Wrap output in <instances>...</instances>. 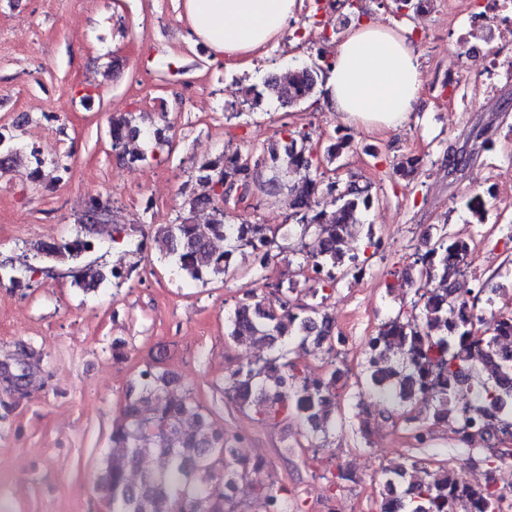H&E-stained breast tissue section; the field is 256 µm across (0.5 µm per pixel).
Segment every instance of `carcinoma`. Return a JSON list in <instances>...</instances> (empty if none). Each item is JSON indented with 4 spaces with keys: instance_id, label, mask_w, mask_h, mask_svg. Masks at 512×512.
Instances as JSON below:
<instances>
[{
    "instance_id": "carcinoma-1",
    "label": "carcinoma",
    "mask_w": 512,
    "mask_h": 512,
    "mask_svg": "<svg viewBox=\"0 0 512 512\" xmlns=\"http://www.w3.org/2000/svg\"><path fill=\"white\" fill-rule=\"evenodd\" d=\"M395 13L425 11L430 0H393ZM329 66L315 64L296 70L288 83L271 78L259 88H246L251 106L259 107L269 95L285 106L300 103L325 82ZM144 131L130 113L112 117L109 137L114 150L146 162L156 151L132 147ZM310 136L299 132L288 141L252 155L253 171L239 164L241 154L222 153L198 167L201 193L185 202L186 213L162 232L164 257L173 261L185 278L203 285L235 272L239 260L251 258L265 267L271 260L268 228L264 224H235L224 212L217 185H247L271 196L284 187L287 177L299 178L303 187L289 188L288 209L300 227L306 261L317 274L316 283L336 281V272L358 267L357 256L348 244L362 228L361 216L373 204L365 186L350 180L330 202L321 199L319 183L312 177L315 157L307 146ZM351 141L344 134L325 149L329 160L341 157ZM17 156L11 138L0 132V170ZM207 208V232L199 231L193 214ZM423 252L406 283L414 287L416 312L381 324L375 339L376 354L368 357L367 382L381 393H391L402 402L426 399L431 402L434 422L458 425L457 433L471 444L468 429L482 428L486 439L512 434V352L498 350L500 337L512 336V313L486 318L479 303H493V290L481 283L467 294L456 293L454 284L463 272L469 253L467 241L448 233L446 227L426 231ZM50 258L78 260L91 251L82 231L40 248ZM106 276L90 265L76 270L74 283L91 290ZM297 289H277L273 303L263 305L238 301L228 314L227 335L246 339L259 347H274L292 337L303 346L312 341L334 350L336 332L332 321L319 315L317 306L299 304ZM403 353L402 363L390 353ZM9 365L0 370V402L15 401L44 373L42 355L20 343L7 355ZM337 372L319 378L297 373L286 355L262 357L232 373L225 380L242 409L253 411L260 420L291 416L304 427L311 448L321 447L336 419ZM112 447L123 454L102 459L96 491L110 512H230L226 506L236 494H224V477L243 485L247 493L262 499L265 512L298 510L296 496L281 485L265 481L262 467L237 468L225 460L227 443L210 421V414L194 399L190 389L176 383L170 372L147 365L137 375L120 419L112 428ZM151 453L157 467L132 483L128 468L140 456ZM429 480L415 482L404 468L391 470L383 483L380 512H500L502 489L491 484L475 488L446 465L428 473Z\"/></svg>"
}]
</instances>
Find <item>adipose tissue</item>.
Returning a JSON list of instances; mask_svg holds the SVG:
<instances>
[{
    "instance_id": "obj_1",
    "label": "adipose tissue",
    "mask_w": 512,
    "mask_h": 512,
    "mask_svg": "<svg viewBox=\"0 0 512 512\" xmlns=\"http://www.w3.org/2000/svg\"><path fill=\"white\" fill-rule=\"evenodd\" d=\"M296 0H183L192 35L228 63H247L278 39ZM421 70L407 30L371 21L337 43L325 91L331 111L369 130L404 126L419 101Z\"/></svg>"
}]
</instances>
